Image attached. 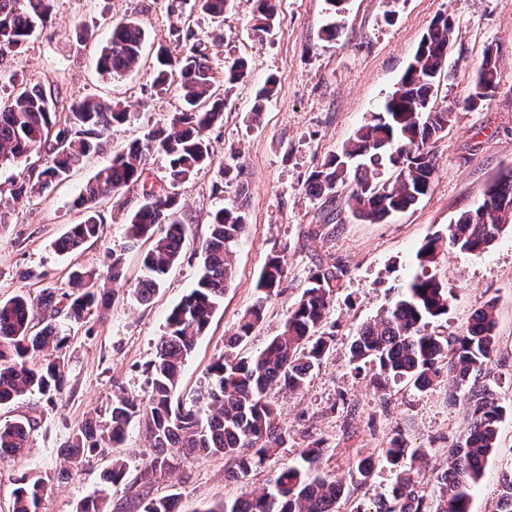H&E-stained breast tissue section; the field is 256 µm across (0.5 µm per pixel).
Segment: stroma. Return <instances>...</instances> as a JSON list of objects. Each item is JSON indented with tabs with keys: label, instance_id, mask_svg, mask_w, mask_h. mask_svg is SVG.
<instances>
[{
	"label": "stroma",
	"instance_id": "35a3bbf8",
	"mask_svg": "<svg viewBox=\"0 0 512 512\" xmlns=\"http://www.w3.org/2000/svg\"><path fill=\"white\" fill-rule=\"evenodd\" d=\"M254 7L255 0H231L224 16L216 18L199 0H187L176 19L168 16L165 0H56L49 22L20 54L0 62L28 85H57L64 96L118 102L129 113L94 154L43 194L19 200L10 194L12 180L41 169L43 157L33 154L0 171L1 302L22 292L34 298L48 290L68 292L70 271L100 267L104 253L112 251L123 254L127 280L90 329L72 331L62 396L50 400L34 394L0 405V423H33L29 455L0 461V512H11L12 492L23 476L47 485L40 512H76L81 501L102 490L111 457L76 472L61 446L88 418L105 422L116 395H146L143 370L170 310L196 282L211 215L235 196L234 185L218 175L227 164L242 165L249 186L247 229L237 245L235 279L185 363L180 397L190 401L203 395L208 368L225 352L226 338L255 298L260 271L274 253L287 258V291L269 305L246 350L263 348L279 331L311 270L339 263L347 275L328 315L335 326L334 348L302 391L273 393L288 442L248 477L226 479L232 464L221 455L181 461L154 477L152 496L173 494L180 512H202L300 462L303 449L315 441L323 443L322 470L341 475L358 453L380 454L397 434L408 447L431 448L429 463L416 465L413 477L426 496H435L436 468L466 431L463 403L444 381L423 392L400 384L382 394L370 383V366L357 369L349 363L348 348L360 324L388 306L395 288L414 272L424 240L446 234L459 211L475 207L488 184L512 169V0H347L342 28L332 40L323 34L332 20L326 0H278L276 26L261 42L248 33ZM442 13L452 17L454 32L435 105L452 114L433 146L436 172L429 192L379 223L355 219L338 202L335 222L325 224L321 199L307 190L309 174L378 110ZM124 18L135 19L145 32L143 59L134 71L112 77L97 69L94 56L113 23ZM195 38L208 42L216 78H223L225 62L238 57L248 60L250 72L223 87L224 121L209 133L214 165L178 189L187 229L183 258L151 303L143 304L129 285L140 275L145 246L129 242L124 224L141 203L138 188L126 190L120 206L101 203L105 230L97 243L63 254L56 242L83 217L74 200L84 183L146 126L165 123L181 110L176 87L155 86L154 59L159 48L176 54ZM489 47L498 55V86L483 108L465 111L460 104ZM270 76L278 92L265 103L260 123H252L256 93ZM431 271L453 294L447 315L432 322L431 331L459 333L476 310L496 301L499 394L503 405H512V231L502 232L480 254L443 248ZM510 466L512 412L505 414L499 447L472 491L471 512H495L501 476Z\"/></svg>",
	"mask_w": 512,
	"mask_h": 512
}]
</instances>
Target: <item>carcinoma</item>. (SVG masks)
Segmentation results:
<instances>
[{
  "mask_svg": "<svg viewBox=\"0 0 512 512\" xmlns=\"http://www.w3.org/2000/svg\"><path fill=\"white\" fill-rule=\"evenodd\" d=\"M55 0H0V55L20 53L38 26L47 23ZM273 0H256L249 26L263 40L274 30ZM454 23L440 15L431 23L401 82L378 111L360 125L349 141L330 155L307 179L308 191L326 202L336 189L347 188L344 205L358 219L378 223L416 205L431 188L436 171L430 145L448 125L450 112L434 108L442 70L448 57ZM144 31L134 19L112 28L106 45L98 49L96 64L111 76L123 75L140 62ZM243 59L224 68L230 83L246 76ZM156 82L177 83L184 108L167 123L153 125L127 147L115 153L85 185L77 199L83 219L72 224L57 241L61 252H74L98 241L104 224L99 204L137 185L140 207L126 219L132 243L152 242L142 255L143 274L133 285V295L147 303L161 288L170 269L179 263L185 243V224L174 189L212 166L208 131L224 119V95L206 47L195 42L184 54L157 53ZM497 54L487 49L475 83L462 108L475 111L495 92L498 84ZM127 112L90 98L62 99L51 89L36 85L20 88L0 105V169L32 153L44 155V168L36 180L12 182V196L41 194L64 181L86 157L96 152L99 140ZM159 152L167 159L165 182L158 189L148 184L147 161ZM392 176L376 180L382 167ZM227 183L237 184L236 199L218 209L209 235L201 244V267L194 287L169 314L153 359L144 369L149 394L144 399L122 395L112 400L105 427L89 420L74 430L62 445L71 468L79 469L122 444L132 421H138L154 448L143 474L128 479L125 462L112 459L105 483L123 491L124 500L112 504L109 495L84 499L77 512H118L134 505L139 512H176L173 497H152L151 477L173 468V463L224 455L234 461L228 478L247 475L265 457L288 440V430L270 399L275 388L294 393L304 388L309 376L323 366L335 333L327 329L332 297L347 270L334 264L309 273L304 288L280 331L262 349L245 356L231 351L244 344L262 323L272 300L285 291L288 278L285 256H268L260 271L259 294L228 337L229 352L209 368L203 395L206 407L185 403L176 396L179 376L196 341L209 326L235 276L236 247L246 231L245 203L248 189L242 167L219 170ZM512 224V170L500 174L487 187L482 202L456 214L445 238H428L416 253L420 272L399 287L389 305L365 323L349 346V362L375 368L372 384L383 392L408 382L426 391L441 381L442 371L467 410L468 429L463 442L448 453L437 474L438 493L428 500L411 476L414 463L427 450L407 451L401 437L382 449L395 479L387 493L372 507L356 506V512H470L471 490L477 484L499 443L500 424L506 407L499 402L497 382L489 379L499 358L495 303L489 301L474 312L457 336L428 331L429 324L448 313L450 290L427 271L436 262L443 244L468 253L482 252ZM73 291L38 300L18 294L0 302V404L28 393L49 399L63 393L67 366L64 348L71 328L84 326L98 308L101 288L94 269H77L70 275ZM43 327L33 335L32 323ZM47 351L41 363L34 355ZM31 422L0 425V460L23 458L30 447ZM322 444L302 451L301 462L285 467L262 487L245 490L232 501L215 503L205 512H336V504L372 479L373 455L359 456L342 476L319 473ZM47 491L40 479L18 480L12 512H39ZM496 512H512V469L503 472Z\"/></svg>",
  "mask_w": 512,
  "mask_h": 512,
  "instance_id": "carcinoma-1",
  "label": "carcinoma"
}]
</instances>
